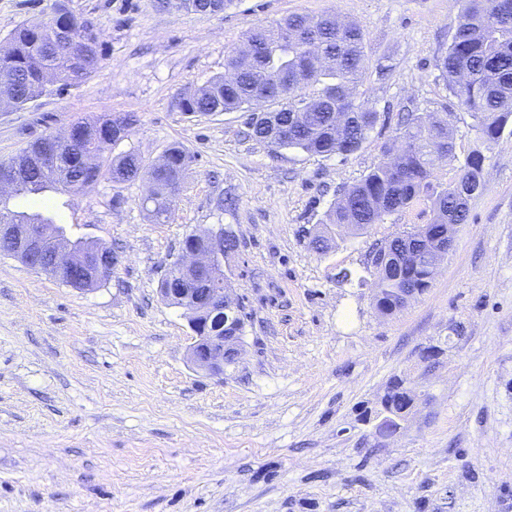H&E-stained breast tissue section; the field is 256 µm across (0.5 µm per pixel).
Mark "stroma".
I'll use <instances>...</instances> for the list:
<instances>
[{
    "label": "stroma",
    "instance_id": "stroma-1",
    "mask_svg": "<svg viewBox=\"0 0 512 512\" xmlns=\"http://www.w3.org/2000/svg\"><path fill=\"white\" fill-rule=\"evenodd\" d=\"M55 3L0 0V43ZM65 4L96 29L99 66L0 110V161L75 120L132 112L113 154L154 163L180 144L193 162L164 223L138 181L12 201L117 263L77 290L0 255V512H512V132L485 143L439 70L456 0H233L206 14ZM324 13L364 36L357 99L380 119L356 154L273 147L250 137L249 113L178 108L258 24ZM405 112L448 120L457 159L480 149L484 188L431 287L384 316L368 253L430 222L428 205L324 253L309 235ZM212 224L239 240L224 272L247 314L241 357L220 375L191 364L187 319L159 293L185 236ZM396 377L420 401L382 442L360 414Z\"/></svg>",
    "mask_w": 512,
    "mask_h": 512
}]
</instances>
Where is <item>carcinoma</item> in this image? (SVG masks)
<instances>
[{
	"instance_id": "1",
	"label": "carcinoma",
	"mask_w": 512,
	"mask_h": 512,
	"mask_svg": "<svg viewBox=\"0 0 512 512\" xmlns=\"http://www.w3.org/2000/svg\"><path fill=\"white\" fill-rule=\"evenodd\" d=\"M231 0H181L197 13L225 8ZM459 19L448 49L440 59L442 74L462 108L471 113L485 141L494 142L512 123V14L503 15L502 0H457ZM303 30L298 40L283 44V27ZM54 23H24L0 46V79L11 80L19 104L46 92L43 77L55 75L59 89L83 82L87 75L75 59L56 55L52 44ZM256 55L247 63L235 56L226 66L238 70L237 79H212L205 87L183 95V112H249L259 106L268 119L251 124L250 136L278 147L300 149L321 156L355 154L379 121V113L357 101L356 88L364 69L363 34L359 27L337 20L333 14L290 15L277 22L259 24L247 36ZM399 139L402 151H387L383 160L351 185L326 213L328 224H353L364 231L382 220V212L407 209L428 192L440 159V150L455 160L454 142L446 119L429 124L413 113L404 117ZM190 156L175 145L169 148L168 166L185 172ZM485 157L474 149L457 167L455 178L430 194L433 219L429 232L440 235L449 224L467 220L469 202L482 188ZM19 194H39L55 188L46 170H27ZM420 227L391 236L369 253L379 267L374 302L379 311L392 314L402 308V296L425 292L434 274L430 265L411 253ZM416 398L406 379L396 378L374 409L377 415L403 418Z\"/></svg>"
}]
</instances>
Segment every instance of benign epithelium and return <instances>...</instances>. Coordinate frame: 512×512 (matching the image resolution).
<instances>
[{
	"label": "benign epithelium",
	"instance_id": "obj_1",
	"mask_svg": "<svg viewBox=\"0 0 512 512\" xmlns=\"http://www.w3.org/2000/svg\"><path fill=\"white\" fill-rule=\"evenodd\" d=\"M59 33L57 50L71 58L86 55L98 44L97 34L90 21L70 15L57 23ZM129 129L107 124L100 134L101 145L111 146L114 139H125ZM79 139L78 129L71 125L62 135L41 138L35 151L28 153L30 162L40 167L44 164H61L58 147H71ZM18 166L0 170V204L14 195ZM0 254L17 259L31 269L43 272L42 257L50 258L63 283L78 279L95 287L112 277L110 248L90 240L87 244L76 243L67 237L62 224H29L0 222ZM224 226L212 227L189 236L182 244L172 273L160 289L161 297L169 304L184 309L189 328L195 335L191 345L190 360L198 368L214 374L224 373V366L234 363L240 354L239 342L224 336V322L238 314L239 299L228 295L224 288ZM375 432L382 438L396 435L404 421L396 419L386 425L384 421L370 419Z\"/></svg>",
	"mask_w": 512,
	"mask_h": 512
}]
</instances>
